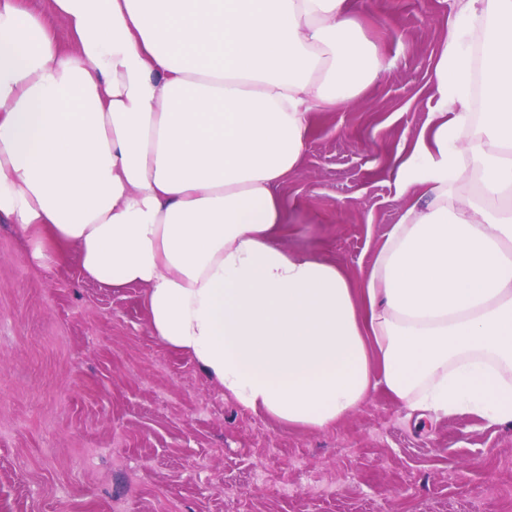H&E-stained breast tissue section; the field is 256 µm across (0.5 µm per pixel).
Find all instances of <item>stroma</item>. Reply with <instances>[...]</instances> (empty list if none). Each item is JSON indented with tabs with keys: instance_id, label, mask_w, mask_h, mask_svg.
<instances>
[{
	"instance_id": "obj_1",
	"label": "stroma",
	"mask_w": 512,
	"mask_h": 512,
	"mask_svg": "<svg viewBox=\"0 0 512 512\" xmlns=\"http://www.w3.org/2000/svg\"><path fill=\"white\" fill-rule=\"evenodd\" d=\"M354 2L390 66L315 113L280 193L284 246L358 278L403 208L384 160L435 105L448 18L441 0ZM28 252L0 223V512H512V428L456 413L419 430L381 393L331 429L282 426L165 348L144 288Z\"/></svg>"
}]
</instances>
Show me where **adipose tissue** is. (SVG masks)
Returning <instances> with one entry per match:
<instances>
[{
    "instance_id": "ef3b65f1",
    "label": "adipose tissue",
    "mask_w": 512,
    "mask_h": 512,
    "mask_svg": "<svg viewBox=\"0 0 512 512\" xmlns=\"http://www.w3.org/2000/svg\"><path fill=\"white\" fill-rule=\"evenodd\" d=\"M0 0V223L146 290L225 397L324 431L381 392L512 425V0H450L406 203L362 281L284 248L311 116L384 68L351 0Z\"/></svg>"
}]
</instances>
